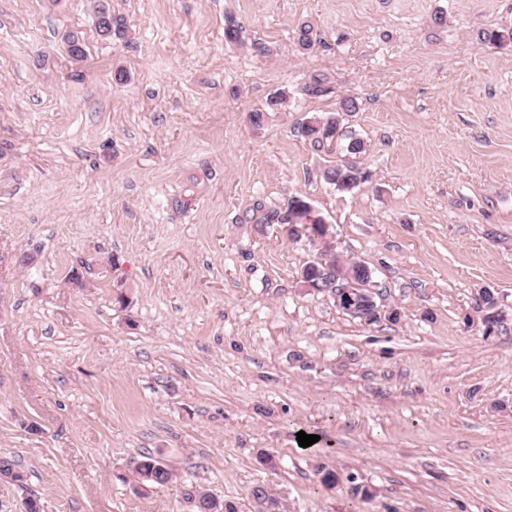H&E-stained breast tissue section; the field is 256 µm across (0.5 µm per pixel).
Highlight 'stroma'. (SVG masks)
<instances>
[{"label": "stroma", "mask_w": 512, "mask_h": 512, "mask_svg": "<svg viewBox=\"0 0 512 512\" xmlns=\"http://www.w3.org/2000/svg\"><path fill=\"white\" fill-rule=\"evenodd\" d=\"M112 8L130 43L90 0H0V452L26 475L0 512H188V482L232 512H512V44L482 37L512 0ZM346 96L373 177L343 195L300 128ZM296 196L397 321L304 288L316 248L262 221ZM143 452L174 473L144 495ZM94 17L96 21V30L104 39L118 40L124 43L129 42L128 28L123 16L112 11L110 0H96L94 3ZM107 16L110 18V25H103L101 18Z\"/></svg>", "instance_id": "stroma-1"}]
</instances>
